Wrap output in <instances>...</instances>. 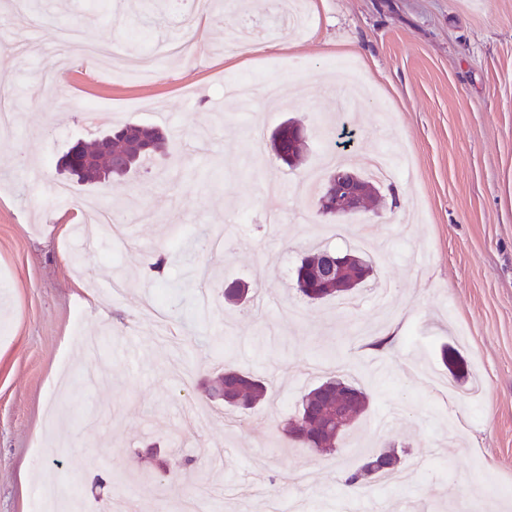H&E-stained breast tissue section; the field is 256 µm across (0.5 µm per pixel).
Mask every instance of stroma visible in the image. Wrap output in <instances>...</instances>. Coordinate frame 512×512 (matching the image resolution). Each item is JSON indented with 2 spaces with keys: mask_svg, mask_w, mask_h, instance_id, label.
Returning a JSON list of instances; mask_svg holds the SVG:
<instances>
[{
  "mask_svg": "<svg viewBox=\"0 0 512 512\" xmlns=\"http://www.w3.org/2000/svg\"><path fill=\"white\" fill-rule=\"evenodd\" d=\"M240 3L253 50L226 56L225 28L199 27L186 59L158 53L182 33L172 5L0 10V87L21 91L0 145V512H35L50 476L80 512H178L197 495L211 512H512V0H305L300 30L270 0ZM71 28L146 57L148 76L58 66ZM346 61L363 89L349 109ZM239 75L287 82L288 97L241 107L224 89ZM289 118L308 134L303 165L253 159L252 138ZM129 122L166 129L164 152L105 186L59 172L74 142ZM347 144L398 155L399 172L342 221L370 233L373 276L340 311L294 288L332 222L295 188ZM59 184L111 208L122 253L104 229L89 244L62 232ZM162 247L168 278L206 284L200 328L176 298L143 313ZM233 280L261 281L258 307L225 305ZM389 323L391 348L370 349ZM447 345L471 378L450 376ZM227 365L264 378L256 411L204 393ZM334 376L369 393L366 413L336 454L287 447L301 396ZM389 444L401 483L351 494L343 477ZM173 452L193 465L165 486Z\"/></svg>",
  "mask_w": 512,
  "mask_h": 512,
  "instance_id": "35a3bbf8",
  "label": "stroma"
}]
</instances>
